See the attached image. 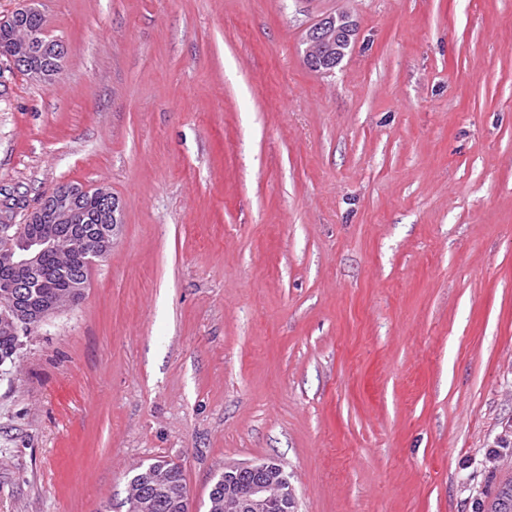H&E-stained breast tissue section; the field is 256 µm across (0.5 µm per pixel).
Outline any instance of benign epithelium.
Masks as SVG:
<instances>
[{"mask_svg": "<svg viewBox=\"0 0 512 512\" xmlns=\"http://www.w3.org/2000/svg\"><path fill=\"white\" fill-rule=\"evenodd\" d=\"M37 11L33 6L18 8L0 19V44L14 43L10 58L18 68L45 84L54 81L57 64L64 56L62 44L47 37L44 31L30 28L24 23L29 14ZM100 195L104 217L89 232H71L70 241L84 246L88 261L92 262L112 248L121 219L119 200L111 198L101 187L88 188L79 184H65L44 196L41 206L28 217V226L21 231L12 225L0 227V265L23 268L28 277L0 282V297L4 310L0 313V326L14 334L30 326L38 315L37 294L29 291V281L40 277L41 259L55 243L53 226L65 219L76 218L81 200L91 194ZM247 470L253 479L242 491L224 492V512H272L279 506L296 503V494L282 465L274 459L244 465H229L224 472Z\"/></svg>", "mask_w": 512, "mask_h": 512, "instance_id": "1", "label": "benign epithelium"}]
</instances>
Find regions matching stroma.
Segmentation results:
<instances>
[{
	"instance_id": "obj_1",
	"label": "stroma",
	"mask_w": 512,
	"mask_h": 512,
	"mask_svg": "<svg viewBox=\"0 0 512 512\" xmlns=\"http://www.w3.org/2000/svg\"><path fill=\"white\" fill-rule=\"evenodd\" d=\"M0 54V216L62 184L122 222L0 365V512H191L276 459L298 512H479L512 477V0H38ZM347 12L353 49L303 62ZM36 7L14 10L7 17L0 19V44L14 43L15 51L10 58L17 68H23L31 77L44 84H51L58 74L60 60L64 56L62 44L47 37L43 28V16ZM30 27L23 23L24 19ZM153 463L148 464L145 470H142L141 467L135 468L129 479L131 483L139 485L144 493L143 497L148 504L144 511L188 512L186 482L181 466L165 460H159L158 464L149 466ZM159 469L165 470L168 476V485L164 489L161 488L165 486L166 474L165 472L156 471ZM148 471H155L153 473L154 486L160 488V492L153 487Z\"/></svg>"
}]
</instances>
